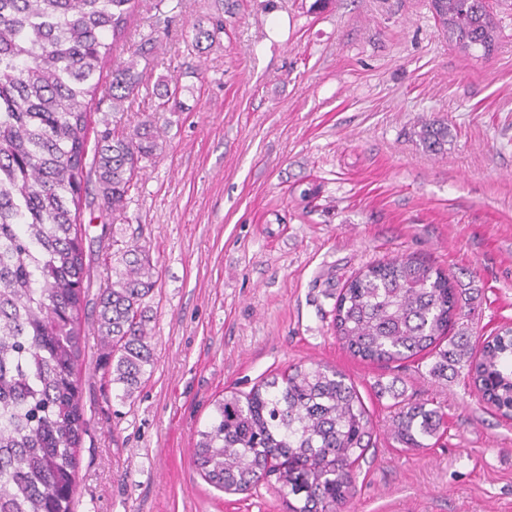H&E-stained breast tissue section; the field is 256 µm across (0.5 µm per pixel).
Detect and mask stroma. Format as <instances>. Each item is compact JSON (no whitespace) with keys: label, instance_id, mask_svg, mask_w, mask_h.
Listing matches in <instances>:
<instances>
[{"label":"stroma","instance_id":"obj_1","mask_svg":"<svg viewBox=\"0 0 512 512\" xmlns=\"http://www.w3.org/2000/svg\"><path fill=\"white\" fill-rule=\"evenodd\" d=\"M488 57L460 51L430 0H141L127 61L166 29L139 69L133 105L96 98L88 140L131 132L178 89L159 121L124 218L80 210L87 336L79 366L87 431L75 512H289L298 495L265 481L226 493L197 470L193 444L215 399L313 361L354 382L372 444L341 512H512V418L479 398L465 369L431 377V356L402 364L351 356L332 328L346 282L401 254L465 289L451 333L512 324V0H489ZM223 15L213 41L195 26ZM448 125L427 151L422 121ZM156 285L145 300L156 355L126 399L107 381L97 297L131 241ZM439 409L445 431L409 448L390 428L399 404Z\"/></svg>","mask_w":512,"mask_h":512}]
</instances>
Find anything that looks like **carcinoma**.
Returning a JSON list of instances; mask_svg holds the SVG:
<instances>
[{
	"instance_id": "1",
	"label": "carcinoma",
	"mask_w": 512,
	"mask_h": 512,
	"mask_svg": "<svg viewBox=\"0 0 512 512\" xmlns=\"http://www.w3.org/2000/svg\"><path fill=\"white\" fill-rule=\"evenodd\" d=\"M139 0H0V512H74L76 456L86 433L78 367L86 347L80 322L85 266L80 208L95 174L105 210L117 220L141 162L158 148L159 114L177 90L162 83L159 102L130 133L107 129L88 150L92 101L112 48L125 36ZM449 39L465 50L495 45L486 0H431ZM224 30L195 29L193 43ZM160 38L154 31L124 66L112 70V110L141 84L137 59ZM437 152L448 124L421 126ZM112 268L98 301V335L111 382L131 395L154 365L143 301L153 268L132 244ZM462 315L448 275L414 256L366 266L343 289L333 327L342 346L370 362L435 354L429 370L445 377L463 363L484 403L512 417V326L484 339L467 333L442 346ZM442 415L424 403L399 407L395 438L421 448L439 437ZM372 429L354 384L319 363L296 365L249 392L215 401L197 430L194 463L214 487L246 491L274 476L304 503L291 512H337L355 489L354 468Z\"/></svg>"
}]
</instances>
